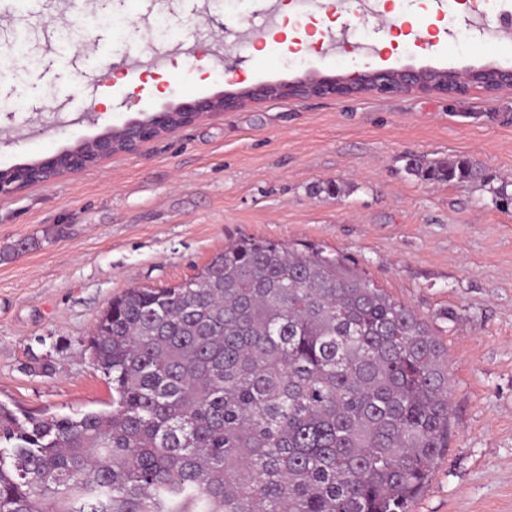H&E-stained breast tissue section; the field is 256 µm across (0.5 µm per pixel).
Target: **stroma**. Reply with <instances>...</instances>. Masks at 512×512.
Returning a JSON list of instances; mask_svg holds the SVG:
<instances>
[{"instance_id": "35a3bbf8", "label": "stroma", "mask_w": 512, "mask_h": 512, "mask_svg": "<svg viewBox=\"0 0 512 512\" xmlns=\"http://www.w3.org/2000/svg\"><path fill=\"white\" fill-rule=\"evenodd\" d=\"M278 3L290 32L268 25L269 0H0V47L26 39L0 68V168L233 79L512 68V46L474 36L459 0H384L375 15L325 0L310 17ZM218 40L223 61L188 65L183 49ZM155 49L166 62L144 72ZM449 157L480 179L410 170ZM244 237L345 258L447 347L448 448L407 512H512V90L267 98L0 198V402L105 408L87 342L111 300L184 282Z\"/></svg>"}]
</instances>
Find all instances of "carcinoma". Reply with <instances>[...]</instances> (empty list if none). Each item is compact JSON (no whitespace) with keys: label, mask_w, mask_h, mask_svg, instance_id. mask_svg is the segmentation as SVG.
I'll use <instances>...</instances> for the list:
<instances>
[{"label":"carcinoma","mask_w":512,"mask_h":512,"mask_svg":"<svg viewBox=\"0 0 512 512\" xmlns=\"http://www.w3.org/2000/svg\"><path fill=\"white\" fill-rule=\"evenodd\" d=\"M473 179L466 159L415 166ZM97 411L0 403V512H407L448 448V351L342 262L251 238L130 288L88 341Z\"/></svg>","instance_id":"cac0c4a2"}]
</instances>
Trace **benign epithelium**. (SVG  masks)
Wrapping results in <instances>:
<instances>
[{
	"mask_svg": "<svg viewBox=\"0 0 512 512\" xmlns=\"http://www.w3.org/2000/svg\"><path fill=\"white\" fill-rule=\"evenodd\" d=\"M494 95L512 88V69L487 65L462 71L434 67L386 68L355 76H325L310 71L294 81L267 82L220 92L190 102L168 105L120 125H108L96 136L79 140L64 149L9 168H0V196L12 195L28 187L47 183L65 174L98 166L120 153L191 125L207 115L233 112L248 102L270 97L353 96L364 88L376 94L409 91L459 95L476 86Z\"/></svg>",
	"mask_w": 512,
	"mask_h": 512,
	"instance_id": "1",
	"label": "benign epithelium"
}]
</instances>
